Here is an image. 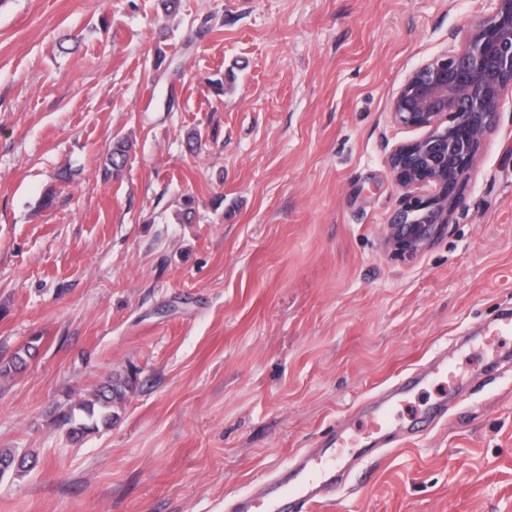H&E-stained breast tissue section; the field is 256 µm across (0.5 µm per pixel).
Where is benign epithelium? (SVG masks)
I'll list each match as a JSON object with an SVG mask.
<instances>
[{"mask_svg": "<svg viewBox=\"0 0 512 512\" xmlns=\"http://www.w3.org/2000/svg\"><path fill=\"white\" fill-rule=\"evenodd\" d=\"M486 2L459 49L416 68L391 101L396 124L424 131L387 157L401 195L385 245L397 257H415L447 227L512 92V0Z\"/></svg>", "mask_w": 512, "mask_h": 512, "instance_id": "benign-epithelium-1", "label": "benign epithelium"}]
</instances>
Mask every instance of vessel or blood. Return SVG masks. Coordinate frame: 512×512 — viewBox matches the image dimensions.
I'll list each match as a JSON object with an SVG mask.
<instances>
[{"label":"vessel or blood","mask_w":512,"mask_h":512,"mask_svg":"<svg viewBox=\"0 0 512 512\" xmlns=\"http://www.w3.org/2000/svg\"><path fill=\"white\" fill-rule=\"evenodd\" d=\"M421 384L419 374L413 371L379 394L371 412L373 428L386 430L396 404ZM346 432L344 424H337L328 447L299 451L290 469L267 478L259 495L245 494L232 499L228 512H315L319 504L348 487L350 470L344 452Z\"/></svg>","instance_id":"obj_1"}]
</instances>
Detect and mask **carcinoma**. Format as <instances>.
Returning a JSON list of instances; mask_svg holds the SVG:
<instances>
[{"label": "carcinoma", "mask_w": 512, "mask_h": 512, "mask_svg": "<svg viewBox=\"0 0 512 512\" xmlns=\"http://www.w3.org/2000/svg\"><path fill=\"white\" fill-rule=\"evenodd\" d=\"M133 143L120 137L112 144V152L104 163L103 178L118 176L124 169ZM33 342L18 348L7 358L0 357V380L13 379L27 365V358L32 356ZM134 378H110L99 387L93 389L89 397L73 400L61 406L56 421L67 427L69 436L79 439L84 435L100 429L112 427L116 418L113 411L115 405L121 403L132 389ZM27 468L26 456H17L16 452L3 448L0 450V477L7 474L21 475Z\"/></svg>", "instance_id": "obj_1"}]
</instances>
